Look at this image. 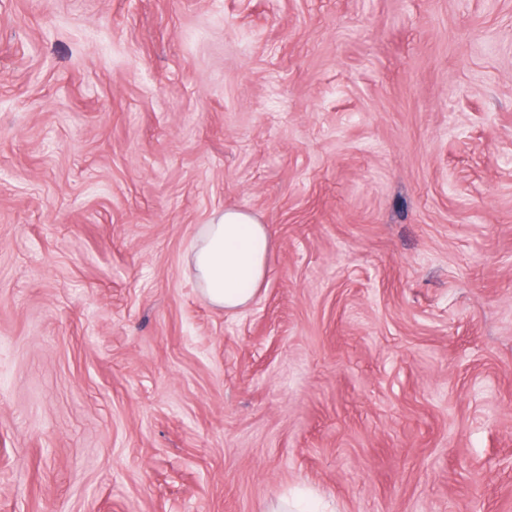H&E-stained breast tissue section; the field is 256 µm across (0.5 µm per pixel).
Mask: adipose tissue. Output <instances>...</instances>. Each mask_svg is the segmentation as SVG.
<instances>
[{"label": "adipose tissue", "mask_w": 512, "mask_h": 512, "mask_svg": "<svg viewBox=\"0 0 512 512\" xmlns=\"http://www.w3.org/2000/svg\"><path fill=\"white\" fill-rule=\"evenodd\" d=\"M273 247L268 225L251 213L227 209L202 225L186 265L213 307L227 313L248 309L269 275Z\"/></svg>", "instance_id": "adipose-tissue-1"}]
</instances>
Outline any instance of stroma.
Returning <instances> with one entry per match:
<instances>
[{
  "instance_id": "35a3bbf8",
  "label": "stroma",
  "mask_w": 512,
  "mask_h": 512,
  "mask_svg": "<svg viewBox=\"0 0 512 512\" xmlns=\"http://www.w3.org/2000/svg\"><path fill=\"white\" fill-rule=\"evenodd\" d=\"M287 491L512 512V0H0V512ZM272 232L251 213L224 209L202 224L186 265L213 307L240 313L255 301L269 275Z\"/></svg>"
}]
</instances>
